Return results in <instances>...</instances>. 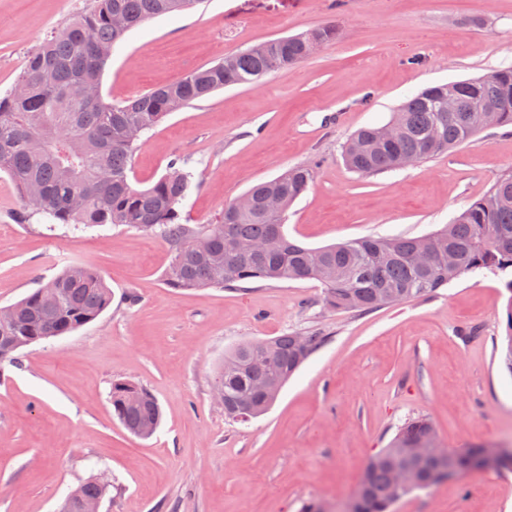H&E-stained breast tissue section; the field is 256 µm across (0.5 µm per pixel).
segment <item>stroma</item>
I'll return each mask as SVG.
<instances>
[{
    "instance_id": "obj_1",
    "label": "stroma",
    "mask_w": 512,
    "mask_h": 512,
    "mask_svg": "<svg viewBox=\"0 0 512 512\" xmlns=\"http://www.w3.org/2000/svg\"><path fill=\"white\" fill-rule=\"evenodd\" d=\"M91 0H0V95L26 57ZM335 18L341 38L255 85L217 91L150 130L132 158L135 185L172 162L199 182L182 211L215 218L225 201L288 167L315 163L288 210L309 247L365 236L418 237L450 223L512 174V127H490L413 166L358 174L341 152L364 126L389 123L420 90L512 65V0H202L131 31L102 76L105 99L139 95L255 43ZM0 172V307L64 267L91 265L112 303L78 330L24 348L0 368V512H56L91 478L102 512H342L369 458L409 418L433 422L445 447L512 444V373L496 350L512 294L489 271L369 312L326 309L313 280L178 290L169 254L142 231L76 235L17 223ZM321 330L326 344L262 416L229 421L213 398L238 343ZM158 399L142 439L112 415L113 381ZM392 512H512V473L478 471L397 502Z\"/></svg>"
}]
</instances>
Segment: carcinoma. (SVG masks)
I'll return each mask as SVG.
<instances>
[{
    "label": "carcinoma",
    "instance_id": "carcinoma-1",
    "mask_svg": "<svg viewBox=\"0 0 512 512\" xmlns=\"http://www.w3.org/2000/svg\"><path fill=\"white\" fill-rule=\"evenodd\" d=\"M201 0H95L28 56L16 84L24 90L0 97V171L21 202L15 219L35 217L68 229L111 224L159 238L170 254L164 272L174 289L224 288L256 281L315 280L332 310L367 312L423 297L478 270L512 273V175L498 180L450 224L421 237H364L311 248L285 231L289 207L309 188L315 166L297 165L248 190L244 209L224 205L215 221L191 224L182 202L196 188L181 165L151 186L132 181L131 159L142 136L169 114L230 86L260 78L307 59L309 43L339 35L326 23L301 34L267 40L212 66L124 100L70 94L80 81L101 85L115 47L144 22L194 8ZM462 107L496 108L498 126L512 125V66L475 80L430 87L396 112L400 137L386 142L381 128H365L345 144L343 160L353 172L374 173L420 163L469 140L460 112L448 111V96ZM101 273L72 265L12 304L0 321V366L16 365V353L95 321L110 305ZM501 355L512 370V304ZM328 340L318 330L288 333L238 344L225 357L215 386L224 391V416L246 423L264 414L288 379ZM112 414L133 435L151 436L161 422L155 396L146 387L115 381ZM437 437L432 422L417 417L402 425L362 472L348 512H390L410 491L396 484V470L412 463L409 450ZM109 488L90 479L72 490L59 512H81L80 503L105 497Z\"/></svg>",
    "mask_w": 512,
    "mask_h": 512
}]
</instances>
